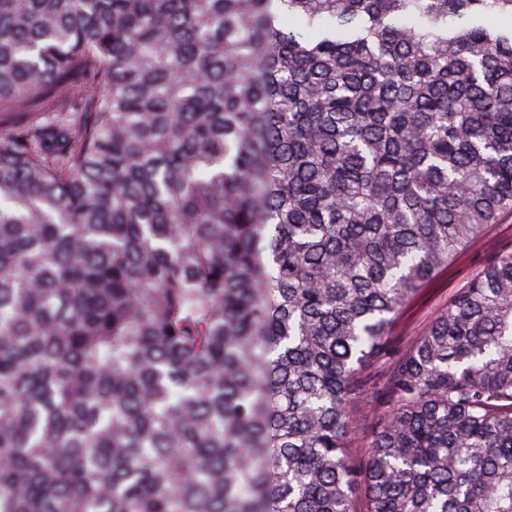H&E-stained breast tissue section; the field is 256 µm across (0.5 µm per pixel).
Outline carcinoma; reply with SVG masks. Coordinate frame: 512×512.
Masks as SVG:
<instances>
[{
  "label": "carcinoma",
  "mask_w": 512,
  "mask_h": 512,
  "mask_svg": "<svg viewBox=\"0 0 512 512\" xmlns=\"http://www.w3.org/2000/svg\"><path fill=\"white\" fill-rule=\"evenodd\" d=\"M512 0H0V512H512ZM295 17L303 27L292 28ZM512 252V218L501 224H490L483 234L464 248L460 255L438 272L422 291L399 314L393 326V344L399 352L408 350L428 327L434 316L448 305L459 288L479 270L490 257ZM370 389L366 397L354 405V412L359 423V430L352 441V452L361 462L365 460L371 441V426L388 408L380 404L374 392L383 386L386 378L385 370L381 367L371 368L369 371Z\"/></svg>",
  "instance_id": "carcinoma-1"
}]
</instances>
